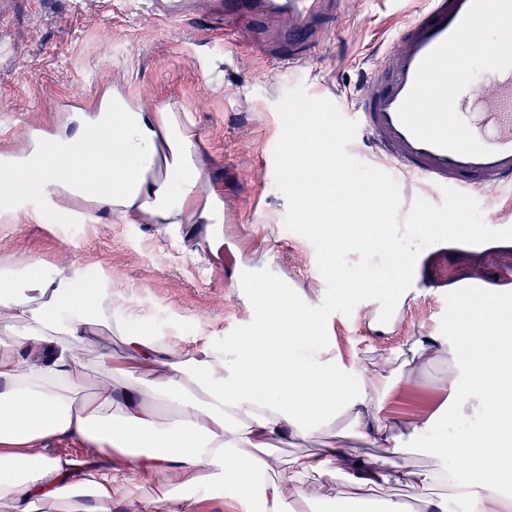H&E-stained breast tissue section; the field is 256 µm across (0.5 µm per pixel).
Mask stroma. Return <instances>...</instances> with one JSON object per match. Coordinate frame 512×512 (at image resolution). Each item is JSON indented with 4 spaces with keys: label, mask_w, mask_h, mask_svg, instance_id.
<instances>
[{
    "label": "stroma",
    "mask_w": 512,
    "mask_h": 512,
    "mask_svg": "<svg viewBox=\"0 0 512 512\" xmlns=\"http://www.w3.org/2000/svg\"><path fill=\"white\" fill-rule=\"evenodd\" d=\"M216 3L192 0L180 21L150 25L132 0H0V41L9 47L0 57V160L29 145L16 119L58 132L74 113L99 111L117 91L138 103L168 102L182 115L205 143L207 187L224 202V221L210 230L131 221L100 207L67 238L57 216L39 214L22 197L0 211V264L36 261L48 273L80 269L90 286H111L118 309L189 349H220L246 332L253 309L232 285L242 271L269 268L308 304L321 303L326 284L313 245L282 229L287 203L272 166L281 133L276 104L301 85L351 111L374 46L389 45L396 28L426 6V0H329L310 25L326 40L306 50L289 39L287 16L250 0L243 24L250 40L267 45L262 58L247 42L208 35L204 26ZM297 52L302 65L277 64V57ZM486 286L512 293V241L426 248L397 303L387 347L424 329L447 332L461 295ZM378 308L364 301L351 315L333 314L321 357L347 365L371 358ZM447 398L431 373L410 390H387L384 408L421 417Z\"/></svg>",
    "instance_id": "1"
}]
</instances>
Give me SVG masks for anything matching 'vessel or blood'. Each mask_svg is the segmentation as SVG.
Segmentation results:
<instances>
[{"mask_svg":"<svg viewBox=\"0 0 512 512\" xmlns=\"http://www.w3.org/2000/svg\"><path fill=\"white\" fill-rule=\"evenodd\" d=\"M324 0H277L293 31L307 30ZM182 0H151L144 19L177 21ZM512 27V0H429L378 52L354 98L352 120L370 149L433 189L512 187V48L486 54L484 81L467 75L479 32Z\"/></svg>","mask_w":512,"mask_h":512,"instance_id":"vessel-or-blood-1","label":"vessel or blood"}]
</instances>
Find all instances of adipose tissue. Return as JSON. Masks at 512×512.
<instances>
[{"label":"adipose tissue","instance_id":"obj_1","mask_svg":"<svg viewBox=\"0 0 512 512\" xmlns=\"http://www.w3.org/2000/svg\"><path fill=\"white\" fill-rule=\"evenodd\" d=\"M208 165L178 115L147 110L122 94L112 109L78 120L35 146L0 198L36 192L108 207L155 224H219L217 194L199 202ZM26 275L0 267V506L7 512H112L151 489L160 512H195L197 491L228 487L250 512H356L383 493L381 512H512V296L492 288L465 293L450 337L422 332L377 359L350 368L301 358L321 343L317 316L282 288L257 286L253 320L225 349L189 351L117 312L112 293L80 272ZM116 333L153 377H134L126 360L80 345ZM438 369L448 409L405 420L384 414L382 393L409 389ZM99 374L86 392L87 374ZM467 421L451 441L415 466L414 440L447 417ZM66 440L74 453L48 455L39 444ZM318 447L279 461L277 445ZM470 484L455 480L457 471ZM346 493L328 495L324 479ZM414 488L405 500L396 485Z\"/></svg>","mask_w":512,"mask_h":512}]
</instances>
